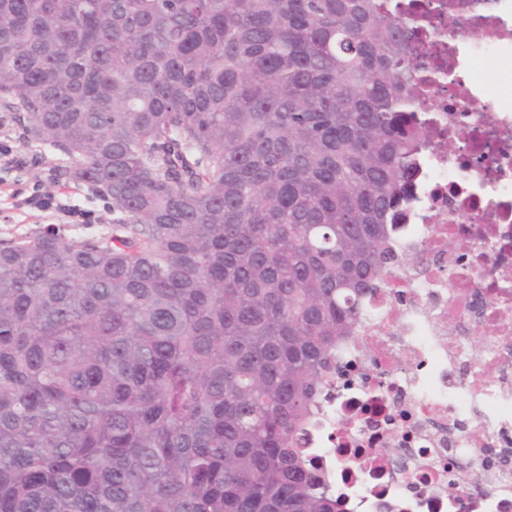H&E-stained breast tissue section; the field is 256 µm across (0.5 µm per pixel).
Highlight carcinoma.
I'll list each match as a JSON object with an SVG mask.
<instances>
[{
	"label": "carcinoma",
	"instance_id": "1",
	"mask_svg": "<svg viewBox=\"0 0 512 512\" xmlns=\"http://www.w3.org/2000/svg\"><path fill=\"white\" fill-rule=\"evenodd\" d=\"M379 0H0V106L112 228L0 242V512H348L303 435L428 141Z\"/></svg>",
	"mask_w": 512,
	"mask_h": 512
}]
</instances>
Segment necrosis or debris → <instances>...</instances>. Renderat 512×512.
<instances>
[{
	"mask_svg": "<svg viewBox=\"0 0 512 512\" xmlns=\"http://www.w3.org/2000/svg\"><path fill=\"white\" fill-rule=\"evenodd\" d=\"M387 6L417 20L433 148L306 453L351 512H512V0Z\"/></svg>",
	"mask_w": 512,
	"mask_h": 512,
	"instance_id": "1",
	"label": "necrosis or debris"
}]
</instances>
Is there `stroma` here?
Segmentation results:
<instances>
[{"instance_id":"1","label":"stroma","mask_w":512,"mask_h":512,"mask_svg":"<svg viewBox=\"0 0 512 512\" xmlns=\"http://www.w3.org/2000/svg\"><path fill=\"white\" fill-rule=\"evenodd\" d=\"M0 141L16 157L13 166L0 168V241L31 236L50 225L68 236L111 228V200L68 179L72 159L47 144L25 140L15 113L0 110ZM35 193L55 196L59 203L86 213L87 221L74 224L61 212L28 206L27 198Z\"/></svg>"}]
</instances>
